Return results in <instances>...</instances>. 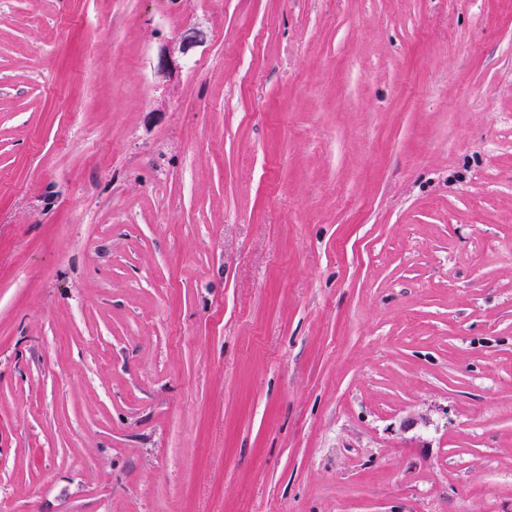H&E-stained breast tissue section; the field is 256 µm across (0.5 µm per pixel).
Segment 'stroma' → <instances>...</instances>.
<instances>
[{
    "mask_svg": "<svg viewBox=\"0 0 512 512\" xmlns=\"http://www.w3.org/2000/svg\"><path fill=\"white\" fill-rule=\"evenodd\" d=\"M0 512H512V0H0Z\"/></svg>",
    "mask_w": 512,
    "mask_h": 512,
    "instance_id": "1",
    "label": "stroma"
}]
</instances>
